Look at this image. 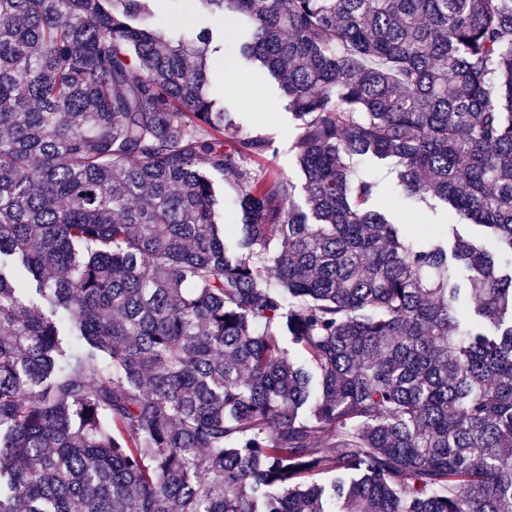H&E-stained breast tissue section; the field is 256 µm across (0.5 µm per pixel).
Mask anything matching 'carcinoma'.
<instances>
[{"instance_id": "carcinoma-1", "label": "carcinoma", "mask_w": 512, "mask_h": 512, "mask_svg": "<svg viewBox=\"0 0 512 512\" xmlns=\"http://www.w3.org/2000/svg\"><path fill=\"white\" fill-rule=\"evenodd\" d=\"M154 2L0 0V512H512V0ZM185 0H159L156 8V23L166 28L174 37L193 30L194 16ZM225 66H231L238 74L225 71ZM224 74L231 88L242 90L246 94L242 91L230 90L225 83ZM254 79L260 84L266 104V110L263 112H267V114H261L263 112L255 108L248 98L249 96L259 109H263L260 87ZM211 81L214 89L223 92L224 97L227 94L233 97L240 112L249 114L247 125L249 130L261 131L273 137L278 151L275 157L270 159L269 166L279 170L294 186V200L300 206H304V178L296 167L290 151L296 130L288 118L286 102L280 98L276 83L270 81L267 75H261L258 71L242 65L237 59L230 56H224V59H220L215 64L211 72ZM358 173L378 182L381 193L384 196L394 198V174L388 167H377L368 162L358 164ZM394 219L398 224H414L416 233L421 224L439 222V217L423 206L413 205L404 201L397 202L393 207Z\"/></svg>"}]
</instances>
